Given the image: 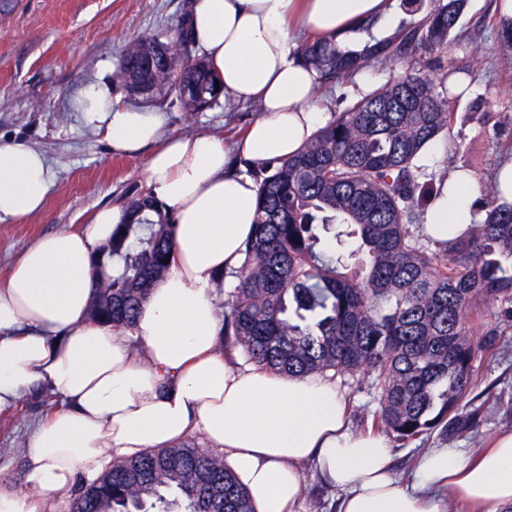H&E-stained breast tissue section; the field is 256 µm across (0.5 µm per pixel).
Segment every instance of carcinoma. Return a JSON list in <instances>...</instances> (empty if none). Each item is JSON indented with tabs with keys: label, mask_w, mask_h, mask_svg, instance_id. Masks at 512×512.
<instances>
[{
	"label": "carcinoma",
	"mask_w": 512,
	"mask_h": 512,
	"mask_svg": "<svg viewBox=\"0 0 512 512\" xmlns=\"http://www.w3.org/2000/svg\"><path fill=\"white\" fill-rule=\"evenodd\" d=\"M424 16L360 51L326 41L298 46L323 83L404 64L369 93L355 96L294 155L247 162L258 184L254 235L235 287L217 307L224 335L248 361L274 374L368 375L378 397L372 426L401 441L477 430L481 408L464 403L485 354L509 342L478 338V302L512 329V202L489 177L486 216L445 244L427 236L420 215L440 174L419 152L450 133L448 77L474 82V69L448 70L467 0H400ZM190 21L142 35L125 49L116 81L141 95L167 90L188 112L224 101V86L203 57L187 55ZM127 221L94 260L91 321L121 335L134 324L149 289L169 272L172 219L148 193L124 204ZM347 224L366 262L353 267L317 250L319 224ZM118 258L122 268L109 271ZM71 512H252L224 455L185 441L113 462L74 491Z\"/></svg>",
	"instance_id": "obj_1"
}]
</instances>
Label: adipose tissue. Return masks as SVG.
I'll return each instance as SVG.
<instances>
[{
    "instance_id": "obj_1",
    "label": "adipose tissue",
    "mask_w": 512,
    "mask_h": 512,
    "mask_svg": "<svg viewBox=\"0 0 512 512\" xmlns=\"http://www.w3.org/2000/svg\"><path fill=\"white\" fill-rule=\"evenodd\" d=\"M394 0H192L196 47L220 76L225 107L262 112L237 144L240 157L295 154L328 121L318 73L296 53L290 29L348 46L363 27H399ZM112 150L155 144L147 191L172 215L175 254L123 335L90 322L91 259L109 244L121 207L98 209L78 231L29 246L0 288V410L33 390L62 405L27 440L24 492L0 487V512H47L77 480L95 481L112 460L203 434L246 487L253 512H308L302 467L338 493L336 512H512V433L481 449L435 448L416 480L394 476L386 437L350 429L333 375L290 378L225 356L216 314L224 272L240 267L254 231L258 186L234 171L222 141L163 137L158 112L115 102L90 83L72 104ZM54 185L44 153L0 140V223L41 211ZM478 179L452 171L424 216L446 242L479 220Z\"/></svg>"
}]
</instances>
